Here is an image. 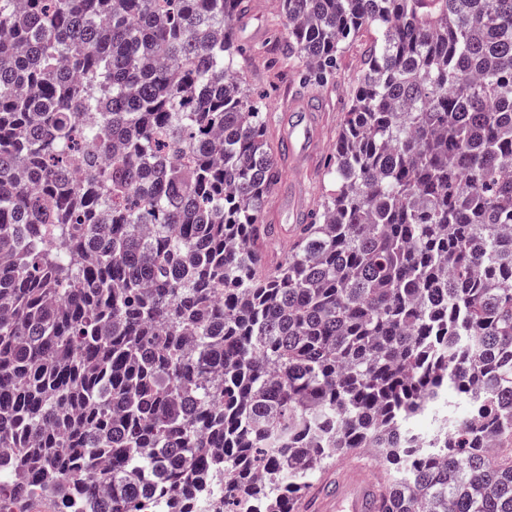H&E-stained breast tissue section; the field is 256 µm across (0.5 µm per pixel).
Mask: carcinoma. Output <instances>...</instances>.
Wrapping results in <instances>:
<instances>
[{
    "mask_svg": "<svg viewBox=\"0 0 512 512\" xmlns=\"http://www.w3.org/2000/svg\"><path fill=\"white\" fill-rule=\"evenodd\" d=\"M0 0V512H512V0H275L360 67L288 255L248 0ZM468 411L426 435L448 396ZM369 468L367 471L360 465L339 467L335 462L321 473L320 477L327 470H336L329 473L310 498V507L317 512H372L378 498V483Z\"/></svg>",
    "mask_w": 512,
    "mask_h": 512,
    "instance_id": "carcinoma-1",
    "label": "carcinoma"
}]
</instances>
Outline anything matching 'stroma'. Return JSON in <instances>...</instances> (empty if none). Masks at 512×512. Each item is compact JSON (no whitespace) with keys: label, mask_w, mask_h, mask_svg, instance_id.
Instances as JSON below:
<instances>
[{"label":"stroma","mask_w":512,"mask_h":512,"mask_svg":"<svg viewBox=\"0 0 512 512\" xmlns=\"http://www.w3.org/2000/svg\"><path fill=\"white\" fill-rule=\"evenodd\" d=\"M238 35L245 52V80L266 104V139L272 151H281L285 144L293 117L292 102L313 100L319 105L317 124L310 135L313 149L308 165L299 171L283 166L281 180L264 205L265 223L286 229L298 223L301 215L315 210L331 188L323 177L324 165L344 120L358 59L355 49H347L327 84L305 83L299 73L290 70L278 57L288 30L270 0H257L240 20Z\"/></svg>","instance_id":"35a3bbf8"}]
</instances>
